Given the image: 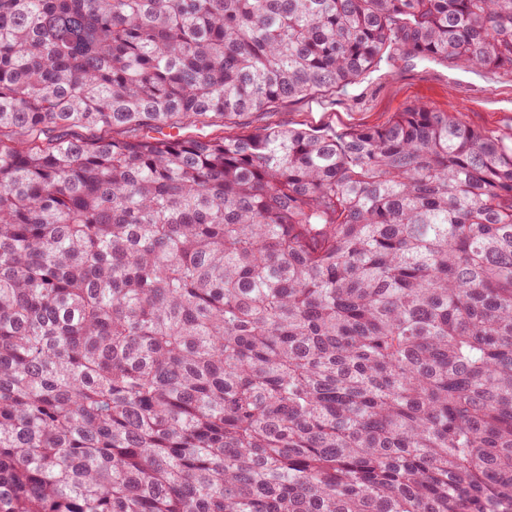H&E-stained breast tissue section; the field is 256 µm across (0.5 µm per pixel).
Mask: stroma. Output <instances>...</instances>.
<instances>
[{"label":"stroma","mask_w":512,"mask_h":512,"mask_svg":"<svg viewBox=\"0 0 512 512\" xmlns=\"http://www.w3.org/2000/svg\"><path fill=\"white\" fill-rule=\"evenodd\" d=\"M453 112L493 135H512V70L468 69L394 56L336 93L291 101L272 112H249L226 120L224 130L271 125L336 130L386 125L414 103Z\"/></svg>","instance_id":"stroma-1"}]
</instances>
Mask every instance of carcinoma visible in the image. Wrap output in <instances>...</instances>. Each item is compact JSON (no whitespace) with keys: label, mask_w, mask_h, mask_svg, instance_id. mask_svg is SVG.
<instances>
[{"label":"carcinoma","mask_w":512,"mask_h":512,"mask_svg":"<svg viewBox=\"0 0 512 512\" xmlns=\"http://www.w3.org/2000/svg\"><path fill=\"white\" fill-rule=\"evenodd\" d=\"M395 52L512 0H0V512H512V137L224 134Z\"/></svg>","instance_id":"carcinoma-1"}]
</instances>
